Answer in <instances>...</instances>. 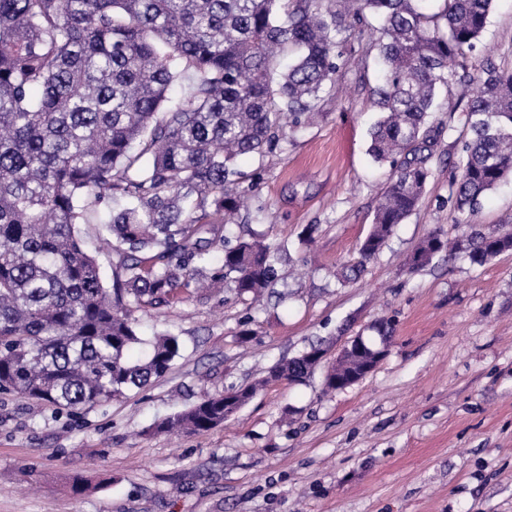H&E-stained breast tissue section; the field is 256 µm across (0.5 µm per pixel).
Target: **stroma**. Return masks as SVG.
<instances>
[{"label": "stroma", "instance_id": "1", "mask_svg": "<svg viewBox=\"0 0 512 512\" xmlns=\"http://www.w3.org/2000/svg\"><path fill=\"white\" fill-rule=\"evenodd\" d=\"M343 39L347 63L313 124L239 159L245 203L231 230L288 240L277 287L259 304L225 283L188 287L170 305L135 311L143 328L182 343L168 373L140 392L75 414L0 392V512H512V253L482 266L442 253L407 267L432 232L512 224V177L474 213L455 211L467 113L442 90L417 210L359 280L342 281L392 174L368 154L373 36L358 25ZM487 57L512 70V0H494L467 72L478 75ZM383 322L393 328L386 356L347 389L323 393L320 369L303 383L266 379L311 345L334 355ZM262 378L220 427L154 430Z\"/></svg>", "mask_w": 512, "mask_h": 512}]
</instances>
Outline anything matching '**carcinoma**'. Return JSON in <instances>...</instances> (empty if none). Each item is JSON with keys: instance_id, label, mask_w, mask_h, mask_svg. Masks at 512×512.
I'll return each instance as SVG.
<instances>
[{"instance_id": "cac0c4a2", "label": "carcinoma", "mask_w": 512, "mask_h": 512, "mask_svg": "<svg viewBox=\"0 0 512 512\" xmlns=\"http://www.w3.org/2000/svg\"><path fill=\"white\" fill-rule=\"evenodd\" d=\"M494 0H0V391L73 412L141 389L180 356L170 333L142 335L132 312L169 303L212 253L214 280L258 295L279 277L288 242L232 238L237 158L265 153L283 126L309 122L346 61L353 23L379 33L380 117L370 156L395 166L359 246L358 278L418 207L438 132L440 85L467 103L468 134L451 200L475 211L512 174V70L459 60ZM81 224H104L120 279L105 286ZM412 254L452 248L482 265L512 252V230L457 224ZM374 363L368 348L351 367ZM320 363L273 367L297 382ZM256 385L208 396L157 425L201 433L244 407Z\"/></svg>"}]
</instances>
